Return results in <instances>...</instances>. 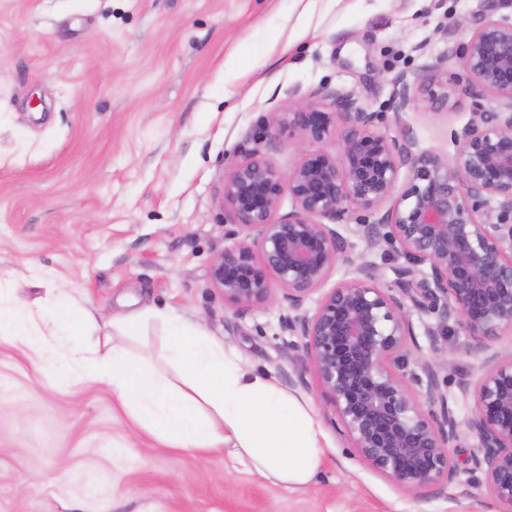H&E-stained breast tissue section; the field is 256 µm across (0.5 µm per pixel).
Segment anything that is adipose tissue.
Returning <instances> with one entry per match:
<instances>
[{"label": "adipose tissue", "mask_w": 512, "mask_h": 512, "mask_svg": "<svg viewBox=\"0 0 512 512\" xmlns=\"http://www.w3.org/2000/svg\"><path fill=\"white\" fill-rule=\"evenodd\" d=\"M161 319L167 339L159 356L177 373L169 378L146 359L111 341ZM97 318L53 293L41 318L22 305L0 300V339L21 345L37 361L54 359L53 339L71 344L58 369L71 381L108 383L122 406L170 447L201 456L227 453L245 471L291 492L318 478L326 449L312 401L285 390L270 372L241 363L200 325L175 314L145 311L113 321L111 332L93 336Z\"/></svg>", "instance_id": "ef3b65f1"}]
</instances>
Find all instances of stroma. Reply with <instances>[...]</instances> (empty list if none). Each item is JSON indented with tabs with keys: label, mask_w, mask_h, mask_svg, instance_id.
<instances>
[{
	"label": "stroma",
	"mask_w": 512,
	"mask_h": 512,
	"mask_svg": "<svg viewBox=\"0 0 512 512\" xmlns=\"http://www.w3.org/2000/svg\"><path fill=\"white\" fill-rule=\"evenodd\" d=\"M487 0H0L1 294L38 312L47 288L97 319L173 311L244 363L312 400L331 445L317 481L289 492L227 456L202 458L149 434L110 385L71 384L0 340V512H498L479 486L470 436L451 454L459 481L409 489L369 469L271 302L239 317L209 280L225 246L224 174L260 151L281 171L302 153L336 152L350 124L321 142L277 133L304 95L341 89L378 113L376 129L452 157L489 97L457 62L439 65ZM413 104L395 109L394 79ZM350 211L347 253L376 277ZM380 286L385 278L376 277ZM418 355L458 419L477 380L512 357V336L483 346L456 322L413 311Z\"/></svg>",
	"instance_id": "stroma-1"
}]
</instances>
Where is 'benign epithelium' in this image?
<instances>
[{
  "label": "benign epithelium",
  "mask_w": 512,
  "mask_h": 512,
  "mask_svg": "<svg viewBox=\"0 0 512 512\" xmlns=\"http://www.w3.org/2000/svg\"><path fill=\"white\" fill-rule=\"evenodd\" d=\"M459 59L477 95L496 106L475 112L452 134L451 159L375 130L377 113L348 92L315 91L276 120L279 132L320 142L338 119L352 128L336 153L306 152L284 173L251 152L224 175L231 215L209 268L224 306L237 315L281 296L294 314L282 329L297 336L311 370L362 460L406 488L449 485L459 469L449 449L466 433L486 494L512 512V358L474 384L471 415L457 420L434 364L413 357L410 308L453 318L487 346L512 335V17L484 18L446 59ZM396 109L411 105L410 80L398 75ZM408 177L399 182L401 168ZM292 210L279 215L283 197ZM351 209L373 213L359 225L367 248L398 246L428 271L389 265L392 286L358 277L337 282L313 314L302 306L323 288L346 251L338 227ZM332 220L330 224L319 219ZM420 367L419 376L410 364Z\"/></svg>",
  "instance_id": "benign-epithelium-1"
}]
</instances>
